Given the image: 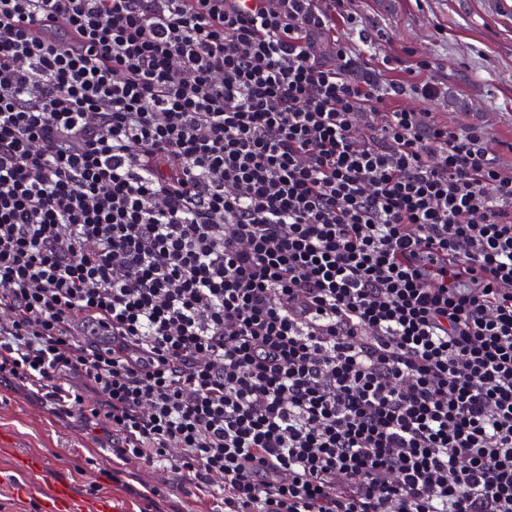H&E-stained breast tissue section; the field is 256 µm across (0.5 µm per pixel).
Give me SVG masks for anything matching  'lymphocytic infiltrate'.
<instances>
[{
  "label": "lymphocytic infiltrate",
  "instance_id": "lymphocytic-infiltrate-1",
  "mask_svg": "<svg viewBox=\"0 0 512 512\" xmlns=\"http://www.w3.org/2000/svg\"><path fill=\"white\" fill-rule=\"evenodd\" d=\"M355 29L0 0V379L224 512H512V142Z\"/></svg>",
  "mask_w": 512,
  "mask_h": 512
}]
</instances>
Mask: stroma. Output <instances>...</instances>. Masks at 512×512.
<instances>
[{"label": "stroma", "instance_id": "35a3bbf8", "mask_svg": "<svg viewBox=\"0 0 512 512\" xmlns=\"http://www.w3.org/2000/svg\"><path fill=\"white\" fill-rule=\"evenodd\" d=\"M375 60H429L441 118L512 138V0H352ZM66 483L80 498L101 487L114 512H213L167 469H117L112 437L80 416L61 417L18 381L0 383V512H42L33 484ZM156 488L145 496V488Z\"/></svg>", "mask_w": 512, "mask_h": 512}]
</instances>
